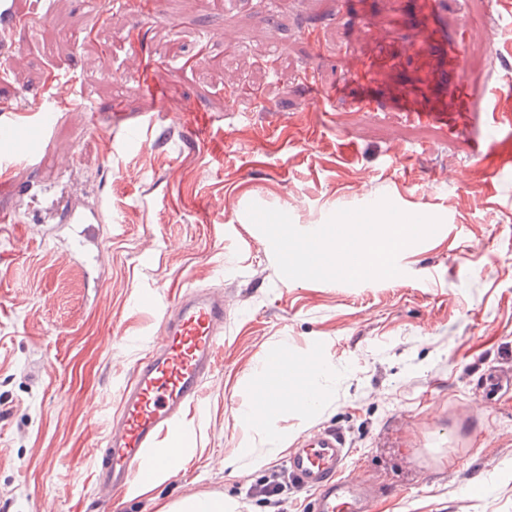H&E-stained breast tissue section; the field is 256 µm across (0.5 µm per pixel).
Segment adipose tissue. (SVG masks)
<instances>
[{"instance_id": "1", "label": "adipose tissue", "mask_w": 512, "mask_h": 512, "mask_svg": "<svg viewBox=\"0 0 512 512\" xmlns=\"http://www.w3.org/2000/svg\"><path fill=\"white\" fill-rule=\"evenodd\" d=\"M256 387L251 399L235 409L233 417L245 431L265 434L270 443L267 454L252 455L248 444H241L240 452L248 456L253 468L268 464L282 438L275 426L276 419L287 410L310 414L318 410L326 398V388L336 377L335 365L319 359L309 367H302L280 348L256 367Z\"/></svg>"}]
</instances>
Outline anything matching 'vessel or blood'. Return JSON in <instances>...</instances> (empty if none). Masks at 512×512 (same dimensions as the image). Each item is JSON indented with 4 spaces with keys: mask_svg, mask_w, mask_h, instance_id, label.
<instances>
[{
    "mask_svg": "<svg viewBox=\"0 0 512 512\" xmlns=\"http://www.w3.org/2000/svg\"><path fill=\"white\" fill-rule=\"evenodd\" d=\"M18 18L17 0H0V63L12 67L21 64L12 39ZM161 326V347L136 366L96 470V485L105 500L144 475L149 448L178 424L185 406L198 400L223 344L224 296L176 298ZM347 457L346 439L334 430L308 436L290 454L292 486L313 493L312 512H370L368 488L344 474Z\"/></svg>",
    "mask_w": 512,
    "mask_h": 512,
    "instance_id": "b4317fda",
    "label": "vessel or blood"
}]
</instances>
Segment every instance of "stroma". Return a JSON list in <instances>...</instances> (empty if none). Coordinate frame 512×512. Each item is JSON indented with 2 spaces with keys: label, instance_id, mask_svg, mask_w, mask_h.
<instances>
[{
  "label": "stroma",
  "instance_id": "1",
  "mask_svg": "<svg viewBox=\"0 0 512 512\" xmlns=\"http://www.w3.org/2000/svg\"><path fill=\"white\" fill-rule=\"evenodd\" d=\"M20 2L25 62L0 69V123L28 138L39 114L52 122L36 164L0 170V512H155L202 493L273 512L253 489L274 476L280 512H308L287 453L251 468L232 417L256 365L283 346L301 364L333 363L336 378L313 415L288 412L278 429L289 448L342 431L372 512H512V381L477 408L483 377L512 367V176L491 183L475 156L489 112L512 114V11L498 0ZM467 22L493 38L470 42L461 65L450 51ZM349 51L384 81L349 74ZM461 83L463 112L451 94ZM234 84L247 95L229 98ZM361 99L369 111H355ZM130 127L141 147H121ZM444 172L452 182L437 184ZM226 197L234 210L210 208ZM384 197L442 224L401 250L398 276L358 284L284 278L246 214L254 202L313 231ZM72 209L99 215L97 243L64 222ZM206 288L223 292L227 315L203 400L180 417L194 453L143 495L101 504L93 471L122 390L157 347L169 299Z\"/></svg>",
  "mask_w": 512,
  "mask_h": 512
}]
</instances>
